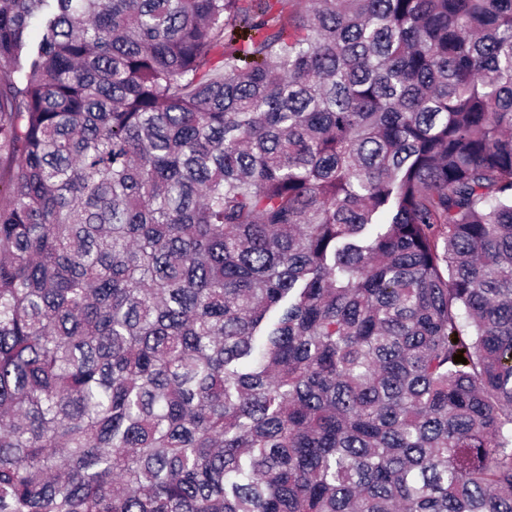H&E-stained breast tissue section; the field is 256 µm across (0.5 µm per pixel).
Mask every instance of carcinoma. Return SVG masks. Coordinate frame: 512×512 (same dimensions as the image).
I'll return each mask as SVG.
<instances>
[{"label": "carcinoma", "mask_w": 512, "mask_h": 512, "mask_svg": "<svg viewBox=\"0 0 512 512\" xmlns=\"http://www.w3.org/2000/svg\"><path fill=\"white\" fill-rule=\"evenodd\" d=\"M0 186V512H512V0H0Z\"/></svg>", "instance_id": "1"}]
</instances>
